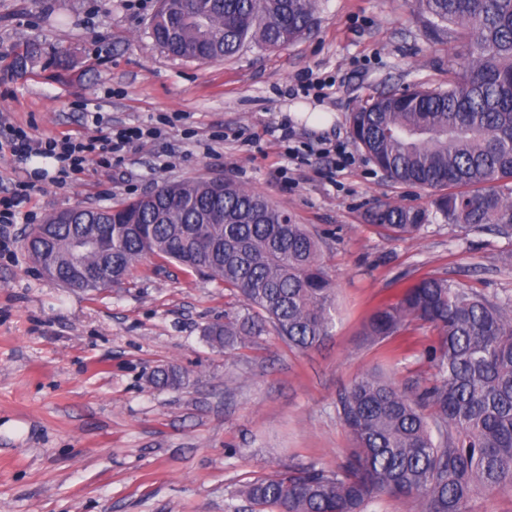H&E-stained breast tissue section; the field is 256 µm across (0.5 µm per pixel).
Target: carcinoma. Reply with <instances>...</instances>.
I'll return each instance as SVG.
<instances>
[{
    "instance_id": "1",
    "label": "carcinoma",
    "mask_w": 512,
    "mask_h": 512,
    "mask_svg": "<svg viewBox=\"0 0 512 512\" xmlns=\"http://www.w3.org/2000/svg\"><path fill=\"white\" fill-rule=\"evenodd\" d=\"M439 39L467 53L448 83L378 92L350 113L351 133L392 181L436 192L448 222L512 234V0H412ZM315 0H159L150 29L168 54L203 62L236 55L250 38L293 44L314 25ZM427 210L378 201L368 221L389 235L417 234ZM105 238L78 254L74 239ZM24 248L58 282L82 291L120 284L146 259L175 262L219 280L249 313L207 330L235 350L268 330L298 350L331 336L333 283L316 237L279 206L229 178L163 181L136 199L90 211H55ZM437 331L424 349L436 368L422 388L381 371L361 374L336 401L356 442L334 469H291L246 483L251 512H371L384 496L413 512H467L480 492L512 490V299L491 301L424 276L378 307L368 344L399 337L411 322Z\"/></svg>"
}]
</instances>
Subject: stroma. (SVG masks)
Listing matches in <instances>:
<instances>
[{
    "label": "stroma",
    "instance_id": "stroma-1",
    "mask_svg": "<svg viewBox=\"0 0 512 512\" xmlns=\"http://www.w3.org/2000/svg\"><path fill=\"white\" fill-rule=\"evenodd\" d=\"M156 0H0V142L14 127L88 136L82 104L103 127L170 119L165 139L132 148L121 166L90 163L65 185L52 160L0 159V196L42 177L0 249V512H249L251 480L341 465L353 440L338 393L379 370L398 386L432 381L421 354L436 336L411 324L410 350L367 345L363 326L405 282L436 276L491 299L512 298V236L448 223L432 191L390 181L350 134L368 95L436 86L461 51L432 36L410 0H316L310 35L285 48L244 43L223 62L176 58L149 34ZM24 74L10 64L30 43ZM313 74L326 88L289 95ZM289 117L291 162L275 128ZM344 148L338 165L321 145ZM230 178L315 233L334 283L336 324L299 351L270 332L227 351L206 337L241 297L176 264L140 265L123 284L83 292L46 277L24 249L32 225L72 206H113L161 180ZM376 199L427 209L414 236L387 237L365 213ZM173 365L184 385L157 386Z\"/></svg>",
    "mask_w": 512,
    "mask_h": 512
}]
</instances>
